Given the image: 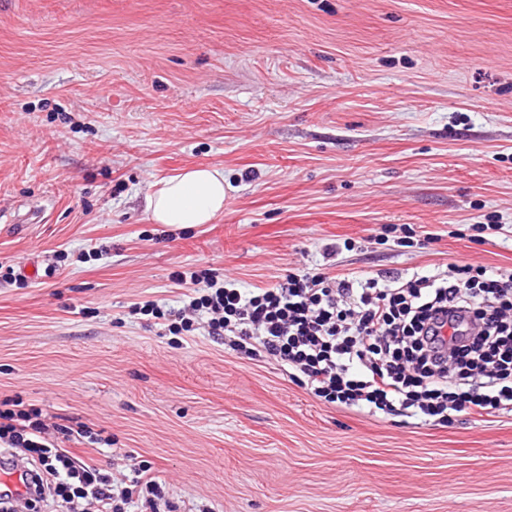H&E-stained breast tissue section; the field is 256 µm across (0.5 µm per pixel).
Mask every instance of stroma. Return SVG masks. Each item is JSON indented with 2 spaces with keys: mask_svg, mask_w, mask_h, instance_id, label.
Listing matches in <instances>:
<instances>
[{
  "mask_svg": "<svg viewBox=\"0 0 512 512\" xmlns=\"http://www.w3.org/2000/svg\"><path fill=\"white\" fill-rule=\"evenodd\" d=\"M224 168V213L152 223ZM417 244H377L381 225ZM0 407L111 438L174 512H512V415L327 404L206 326L177 274L512 270V0H0ZM145 209L155 224H211L224 212V168L192 166L152 186Z\"/></svg>",
  "mask_w": 512,
  "mask_h": 512,
  "instance_id": "1",
  "label": "stroma"
}]
</instances>
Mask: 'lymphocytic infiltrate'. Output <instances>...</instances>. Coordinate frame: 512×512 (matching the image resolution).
Returning a JSON list of instances; mask_svg holds the SVG:
<instances>
[{"label": "lymphocytic infiltrate", "instance_id": "obj_1", "mask_svg": "<svg viewBox=\"0 0 512 512\" xmlns=\"http://www.w3.org/2000/svg\"><path fill=\"white\" fill-rule=\"evenodd\" d=\"M184 308L139 312L191 332L208 314L209 334L251 357L276 360L291 381L330 404L374 416L445 425L460 413L512 412V273L453 263L447 273L357 278L297 271L268 287L241 288L191 274ZM452 335H443V328ZM92 438L88 426L50 438L35 410H0V451L22 449L29 502L54 512H127L166 501L144 465L120 482L60 445Z\"/></svg>", "mask_w": 512, "mask_h": 512}]
</instances>
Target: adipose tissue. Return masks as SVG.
<instances>
[{
  "label": "adipose tissue",
  "mask_w": 512,
  "mask_h": 512,
  "mask_svg": "<svg viewBox=\"0 0 512 512\" xmlns=\"http://www.w3.org/2000/svg\"><path fill=\"white\" fill-rule=\"evenodd\" d=\"M145 209L157 224L191 227L212 223L224 211V169L200 165L155 183Z\"/></svg>",
  "instance_id": "ef3b65f1"
}]
</instances>
